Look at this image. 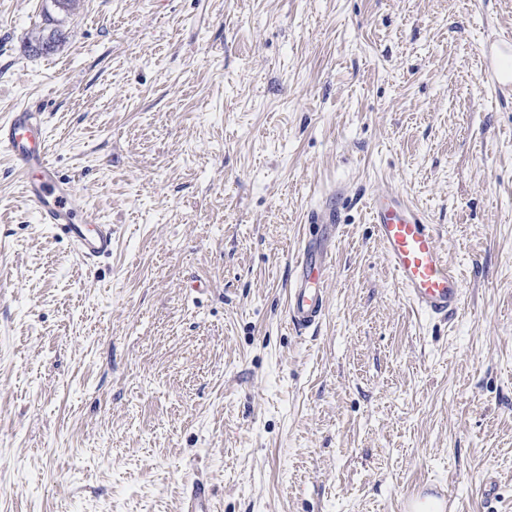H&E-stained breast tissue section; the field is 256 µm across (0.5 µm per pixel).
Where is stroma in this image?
I'll return each mask as SVG.
<instances>
[{
    "mask_svg": "<svg viewBox=\"0 0 512 512\" xmlns=\"http://www.w3.org/2000/svg\"><path fill=\"white\" fill-rule=\"evenodd\" d=\"M66 40L36 55V27ZM512 0H0V115L42 111L112 225L89 263L0 155V512H512ZM342 188L327 311L287 318ZM403 194L463 284L417 313L370 219ZM342 195H331L322 206L312 209L307 217V224H319L321 227L334 228L340 224L338 203ZM184 512H212L211 494L204 484H196L185 500Z\"/></svg>",
    "mask_w": 512,
    "mask_h": 512,
    "instance_id": "35a3bbf8",
    "label": "stroma"
}]
</instances>
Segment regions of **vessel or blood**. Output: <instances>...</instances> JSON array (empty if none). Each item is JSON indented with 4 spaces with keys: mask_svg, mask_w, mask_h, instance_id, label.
Listing matches in <instances>:
<instances>
[{
    "mask_svg": "<svg viewBox=\"0 0 512 512\" xmlns=\"http://www.w3.org/2000/svg\"><path fill=\"white\" fill-rule=\"evenodd\" d=\"M38 118V113L23 106L9 119L0 120V151L13 159L41 223L64 234L84 260L111 254V225L100 223L97 214L81 204L75 186L58 177L45 150L33 147ZM339 201V196H330L309 212L308 223L336 227ZM369 210L376 235L411 307L430 317L455 316L462 304V283L437 242L434 225L394 191L374 193ZM330 270L327 246L318 237L305 238L294 258L288 291L287 316L296 329L315 327L323 318L327 309L324 285ZM184 512H212L211 494L205 485L192 487Z\"/></svg>",
    "mask_w": 512,
    "mask_h": 512,
    "instance_id": "b4317fda",
    "label": "vessel or blood"
}]
</instances>
